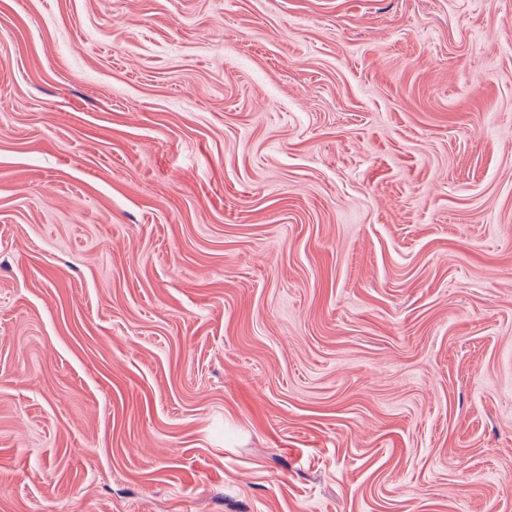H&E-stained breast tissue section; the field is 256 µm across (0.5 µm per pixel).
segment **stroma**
<instances>
[{"label": "stroma", "instance_id": "obj_1", "mask_svg": "<svg viewBox=\"0 0 512 512\" xmlns=\"http://www.w3.org/2000/svg\"><path fill=\"white\" fill-rule=\"evenodd\" d=\"M0 512H512V0H0Z\"/></svg>", "mask_w": 512, "mask_h": 512}]
</instances>
